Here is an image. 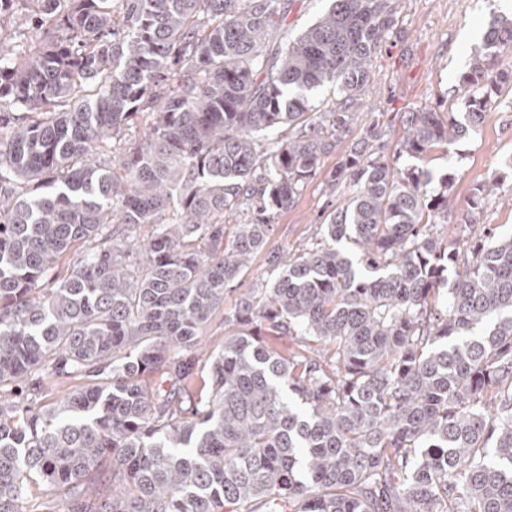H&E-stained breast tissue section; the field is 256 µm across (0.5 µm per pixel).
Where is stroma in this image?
<instances>
[{"mask_svg": "<svg viewBox=\"0 0 512 512\" xmlns=\"http://www.w3.org/2000/svg\"><path fill=\"white\" fill-rule=\"evenodd\" d=\"M502 0H400L397 25L370 61L372 82L360 107L361 119L332 152L323 155L320 171L304 186L296 204L274 220L270 245L295 251L314 243L317 226L351 196L350 186L329 192L326 173L336 169L352 143L377 125L381 152L393 158L404 133V115L418 108L460 111L457 93L460 74L471 56L481 50L492 14ZM512 157V94L496 105L470 136L426 158L436 174H454L448 194V226H456L469 210L475 186L491 180L500 185L484 205V223L498 234L512 235V176L502 177L506 158Z\"/></svg>", "mask_w": 512, "mask_h": 512, "instance_id": "obj_1", "label": "stroma"}]
</instances>
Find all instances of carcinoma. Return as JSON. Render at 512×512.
<instances>
[{"mask_svg": "<svg viewBox=\"0 0 512 512\" xmlns=\"http://www.w3.org/2000/svg\"><path fill=\"white\" fill-rule=\"evenodd\" d=\"M398 2L332 0L290 39L288 0H0V512H512V236L470 237L498 180L461 251L432 220L452 174L423 165L512 92L491 73L512 20L461 74L464 111L406 113L391 161L367 129L325 178L353 193L322 242L269 248L356 123ZM140 112L148 137L111 161ZM241 208L227 241L215 217ZM263 253L278 276L202 355ZM63 379L81 384L51 398ZM276 274L277 272L269 270L265 255L262 254L257 257L250 272L226 290L224 294V307L216 312L207 328L206 336L210 349L214 347L220 348L224 345V315L233 308L235 297L245 289L255 287L258 279H263V282H266L275 278Z\"/></svg>", "mask_w": 512, "mask_h": 512, "instance_id": "1", "label": "carcinoma"}]
</instances>
